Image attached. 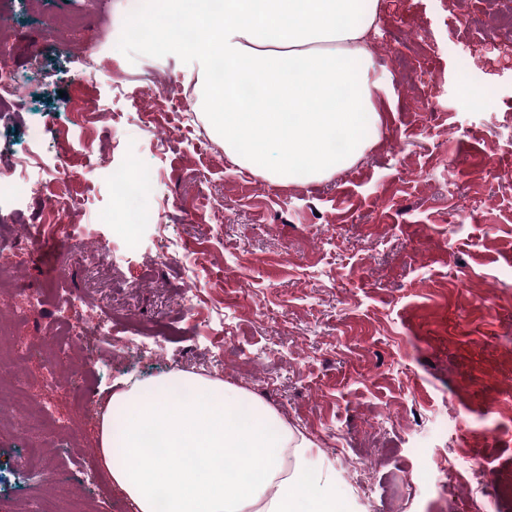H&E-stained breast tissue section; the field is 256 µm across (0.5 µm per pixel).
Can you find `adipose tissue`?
<instances>
[{
  "instance_id": "1",
  "label": "adipose tissue",
  "mask_w": 512,
  "mask_h": 512,
  "mask_svg": "<svg viewBox=\"0 0 512 512\" xmlns=\"http://www.w3.org/2000/svg\"><path fill=\"white\" fill-rule=\"evenodd\" d=\"M380 0H154L127 25L153 23L198 59L207 125L226 157L274 184L320 182L372 145L385 103L371 78ZM193 29L182 40L177 28ZM112 394L99 458L135 512H342L312 443L261 400L192 373Z\"/></svg>"
}]
</instances>
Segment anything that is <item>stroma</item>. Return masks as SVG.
<instances>
[{
  "instance_id": "stroma-1",
  "label": "stroma",
  "mask_w": 512,
  "mask_h": 512,
  "mask_svg": "<svg viewBox=\"0 0 512 512\" xmlns=\"http://www.w3.org/2000/svg\"><path fill=\"white\" fill-rule=\"evenodd\" d=\"M512 0H380L374 74L392 93L376 145L329 179L282 186L237 171L206 133L181 53L113 45L127 0H0L15 39L0 57L19 75V101L0 112V173L52 167L66 157L74 190L87 197L64 219L29 195L0 217V245L18 267L21 293L64 289L118 316L178 330L159 360L100 364L96 395L193 372L223 349L224 383L274 408L319 450L336 475L346 512H488L487 495L461 480L458 449L495 474L512 475V33L497 15ZM78 12L60 54L54 14ZM111 15L104 26L103 15ZM475 64L461 94V58ZM51 80H43L42 70ZM161 75L189 90L185 109L139 99L112 74ZM150 128L135 120L139 107ZM56 120L32 150L27 129ZM136 159L153 169L159 219L142 225L137 251L101 254L120 229L96 225L92 240L59 246L65 224H96L120 208L99 163ZM207 183L199 185L196 176ZM44 237L29 243L32 227ZM184 247L171 253V240ZM33 252H26V245ZM198 280L194 315L183 313L188 271ZM88 391L60 395L68 415ZM23 438L0 431V512H36L42 478L13 468ZM431 471L442 485L408 483ZM93 512H132L109 483L76 486Z\"/></svg>"
}]
</instances>
